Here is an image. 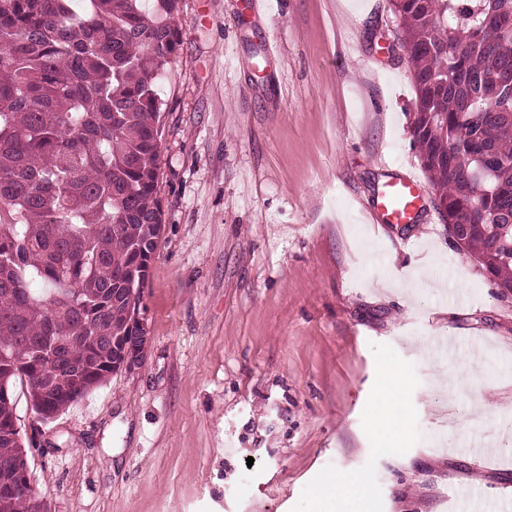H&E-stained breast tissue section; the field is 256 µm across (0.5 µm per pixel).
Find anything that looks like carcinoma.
Instances as JSON below:
<instances>
[{
	"label": "carcinoma",
	"mask_w": 512,
	"mask_h": 512,
	"mask_svg": "<svg viewBox=\"0 0 512 512\" xmlns=\"http://www.w3.org/2000/svg\"><path fill=\"white\" fill-rule=\"evenodd\" d=\"M0 0V464L27 457L12 391L41 421L143 342L164 234L157 86L179 0ZM411 68L410 126L445 224L512 286V0H389ZM135 304L112 301V290ZM29 475L0 483L32 512Z\"/></svg>",
	"instance_id": "carcinoma-1"
}]
</instances>
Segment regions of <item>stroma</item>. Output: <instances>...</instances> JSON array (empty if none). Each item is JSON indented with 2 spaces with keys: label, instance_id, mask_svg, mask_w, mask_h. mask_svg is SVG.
Returning <instances> with one entry per match:
<instances>
[{
  "label": "stroma",
  "instance_id": "stroma-1",
  "mask_svg": "<svg viewBox=\"0 0 512 512\" xmlns=\"http://www.w3.org/2000/svg\"><path fill=\"white\" fill-rule=\"evenodd\" d=\"M174 24L145 362L46 425L15 391L33 486L51 512H351L321 487L344 469L362 512H498L512 301L450 246L432 185L420 222L371 220L385 180L425 176L388 0H180ZM399 385L400 379H392L385 382L374 393V404L388 414L393 413L401 394Z\"/></svg>",
  "mask_w": 512,
  "mask_h": 512
}]
</instances>
